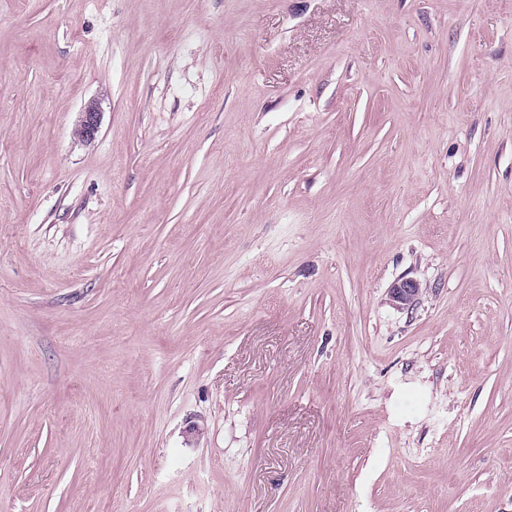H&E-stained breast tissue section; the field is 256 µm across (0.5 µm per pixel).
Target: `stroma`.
Segmentation results:
<instances>
[{"label": "stroma", "instance_id": "stroma-1", "mask_svg": "<svg viewBox=\"0 0 512 512\" xmlns=\"http://www.w3.org/2000/svg\"><path fill=\"white\" fill-rule=\"evenodd\" d=\"M0 512H512V0H0ZM101 113L96 104H90L81 112L75 134L82 140H92L100 127ZM422 293L419 282L411 278H400L388 290L391 303L400 310H412Z\"/></svg>", "mask_w": 512, "mask_h": 512}]
</instances>
